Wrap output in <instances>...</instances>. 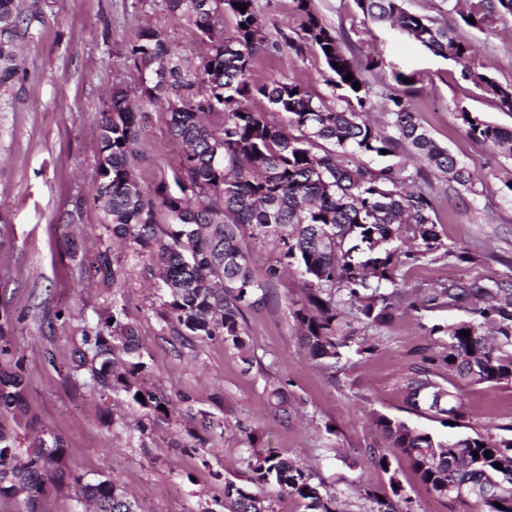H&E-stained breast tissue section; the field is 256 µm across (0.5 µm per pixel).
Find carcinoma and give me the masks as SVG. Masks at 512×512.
<instances>
[{"label":"carcinoma","mask_w":512,"mask_h":512,"mask_svg":"<svg viewBox=\"0 0 512 512\" xmlns=\"http://www.w3.org/2000/svg\"><path fill=\"white\" fill-rule=\"evenodd\" d=\"M437 15L414 12L408 0H355L363 17L397 28L434 55L454 62L463 79L512 112V84L501 83L472 62L471 44L445 15L457 12L463 25L480 31L506 17L512 0H439ZM247 5L241 11L235 4ZM299 31L280 32L284 44L301 53L315 49L330 73L331 87L346 107L315 95L297 80L252 78L256 59L268 48L265 22L257 0H158L160 10L194 29L207 51L195 69L181 64L163 30L142 28L129 49L138 74L134 94L116 83L104 105L91 199L108 237L137 246L150 259L148 271L159 280L162 328L173 336L220 341L251 365L244 312L266 302L286 268L302 283V295L289 314L311 357L333 368L351 348L368 352L367 339L355 338L345 309L365 329L388 325L408 306L457 308L467 316L430 334L447 337L440 362L448 384L429 366L413 369L405 379L408 404L432 412L458 432L443 438L402 419L379 415L389 447L410 461L426 490L469 512H512V426L502 433L460 430L467 416L462 389L512 382V287L497 282L445 280L417 305L409 300L407 272L424 262H470V252L448 244L436 223L441 187L454 182L470 189L477 175L448 147L438 144L419 122L411 104L416 75L391 73L394 87L384 94L387 134L369 119L378 91L369 75L383 70L378 55L361 59L346 53L337 32L321 19L315 0H293ZM22 0H0V89L17 74V53L40 17L21 9ZM235 18L233 30L219 31L224 9ZM474 22H469V19ZM339 63V70L333 63ZM353 75V81L344 77ZM360 83L356 90L353 83ZM261 98L270 107L258 112L249 102ZM167 115L170 136L184 145L170 179L154 194H144L134 173L142 157L139 130L146 110ZM467 135L512 161V128L460 112ZM410 149L418 164L390 162L373 168L365 156L394 157ZM273 242L277 256L261 272L252 252ZM80 264L104 287L124 277L120 255L105 242ZM470 331V336L460 331ZM65 376L89 386L100 398L122 392L142 409L136 423L140 437L152 434L158 421L178 411L185 396L157 390L146 379L147 364L136 328L118 302L98 313L92 327L80 329V342ZM144 400H139L138 395ZM278 414L288 417V396L270 384ZM456 407L448 409V402ZM29 418L22 360L0 371V416ZM185 435L173 446L201 453L209 466L208 440L224 430L213 413L191 416ZM248 440L244 482L224 481L222 491L198 501L192 512H276L267 487L278 488L304 504L305 512H401L409 501L400 481L389 477V491L368 487L358 494L360 509L347 507L341 495L297 460L256 449L259 437L243 428ZM478 456H473V452ZM490 457H485V452ZM501 464L498 469L495 464ZM496 480L509 490L492 500H462L458 489L481 490ZM74 488L76 505L93 512H139L138 502L109 479L86 481L69 468L63 440L53 434L25 445L0 420V498H22L26 512H41L50 490ZM503 508H498L495 503Z\"/></svg>","instance_id":"1"}]
</instances>
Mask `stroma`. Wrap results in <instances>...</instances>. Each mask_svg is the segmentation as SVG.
<instances>
[{
    "mask_svg": "<svg viewBox=\"0 0 512 512\" xmlns=\"http://www.w3.org/2000/svg\"><path fill=\"white\" fill-rule=\"evenodd\" d=\"M43 21L23 45L22 72L0 92V305L12 317L8 334L24 361L29 411L59 435L68 462L88 479L109 478L135 493L143 512H193L219 477L245 470L243 428L255 429L265 451L285 452L305 463L326 484L355 497L360 487L385 486L396 476L412 500L413 512H450L447 501L429 494L407 457L391 448L375 423L387 415L440 436L449 430L410 411L404 386L425 355L439 351L444 337L435 324L465 318L461 309L412 312L366 336L375 348L349 353L335 369L315 366L289 315L301 290L296 277L277 283L267 303L248 309L252 364L223 343L196 336L182 340L162 331L159 293L145 279L142 258L123 251L125 276L109 291L88 286L74 252L91 247L105 229L89 199L93 193L100 113L113 84L133 87L137 73L127 47L145 23L163 28L182 46V62L197 66L203 47L184 22L167 17L147 0H26ZM323 21L354 54L380 55L386 69L416 73L412 102L432 136L477 175L473 189L449 184L437 221L450 245L476 254L473 262L426 263L406 275L417 296L445 279L512 282V197L500 189L512 163L473 142L461 111L512 127V113L464 80L451 61L435 56L400 31L364 19L353 0H317ZM477 50L476 67L512 84V19L491 31L463 28ZM291 77L316 94L332 97L329 73L314 51L288 47L261 55L254 77ZM139 178L151 187L168 174L182 152L171 140L165 113L150 110L141 137ZM125 303L135 323L148 366V380L167 393H181L193 409L223 421L224 434L210 445L211 465L173 448L175 422H162L146 439L128 429L140 416L123 394L99 400L89 389L72 387L57 371L69 362L80 339L78 326L95 324L112 301ZM74 317L55 322L60 308ZM55 364H48L44 350ZM282 379L299 413L278 416L268 399L269 384ZM474 430L512 425V384L470 386L464 391ZM391 462L383 472L374 454Z\"/></svg>",
    "mask_w": 512,
    "mask_h": 512,
    "instance_id": "obj_1",
    "label": "stroma"
}]
</instances>
